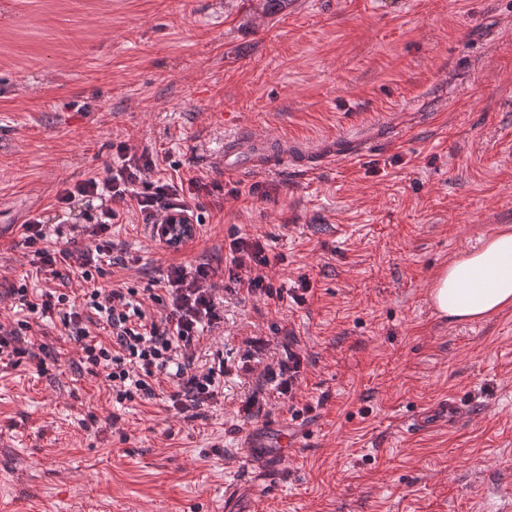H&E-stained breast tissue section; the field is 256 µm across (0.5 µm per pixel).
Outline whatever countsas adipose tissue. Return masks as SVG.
Masks as SVG:
<instances>
[{
    "instance_id": "obj_1",
    "label": "adipose tissue",
    "mask_w": 512,
    "mask_h": 512,
    "mask_svg": "<svg viewBox=\"0 0 512 512\" xmlns=\"http://www.w3.org/2000/svg\"><path fill=\"white\" fill-rule=\"evenodd\" d=\"M431 303L454 322L489 318L512 306V232L487 238L479 248L449 260L435 275Z\"/></svg>"
}]
</instances>
